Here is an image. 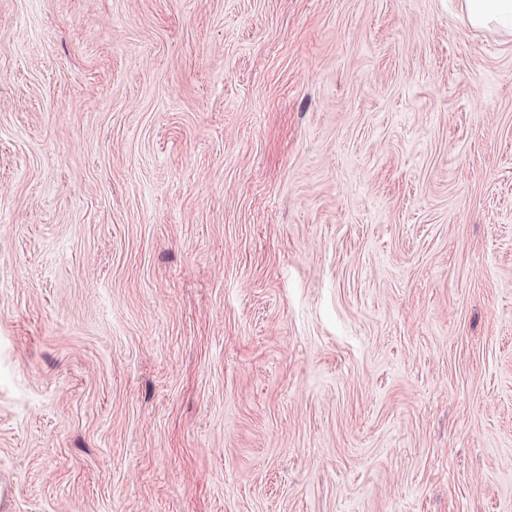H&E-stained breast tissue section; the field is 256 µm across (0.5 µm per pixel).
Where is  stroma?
<instances>
[{
  "mask_svg": "<svg viewBox=\"0 0 512 512\" xmlns=\"http://www.w3.org/2000/svg\"><path fill=\"white\" fill-rule=\"evenodd\" d=\"M0 512H512V35L0 0Z\"/></svg>",
  "mask_w": 512,
  "mask_h": 512,
  "instance_id": "35a3bbf8",
  "label": "stroma"
}]
</instances>
